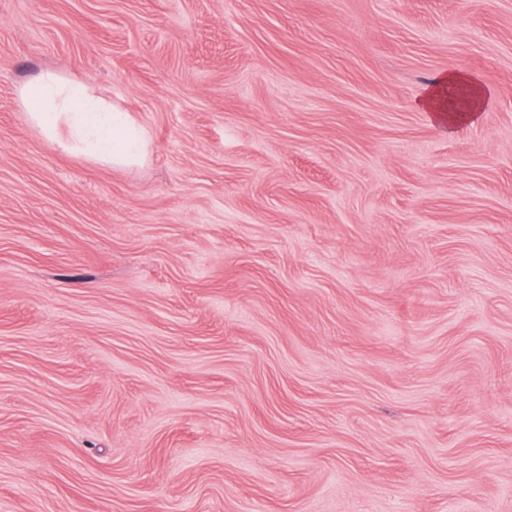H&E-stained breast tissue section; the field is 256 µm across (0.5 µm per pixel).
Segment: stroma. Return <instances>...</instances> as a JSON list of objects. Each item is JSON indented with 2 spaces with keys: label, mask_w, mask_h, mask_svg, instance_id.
Segmentation results:
<instances>
[{
  "label": "stroma",
  "mask_w": 512,
  "mask_h": 512,
  "mask_svg": "<svg viewBox=\"0 0 512 512\" xmlns=\"http://www.w3.org/2000/svg\"><path fill=\"white\" fill-rule=\"evenodd\" d=\"M0 512H512V0H0ZM19 98L46 141L113 167L143 165L153 141L148 130L88 82L45 69ZM471 99L464 110L455 111L448 107V127L459 120L474 119L478 112H481L484 105L486 94L477 86H471ZM464 112V113H451Z\"/></svg>",
  "instance_id": "1"
}]
</instances>
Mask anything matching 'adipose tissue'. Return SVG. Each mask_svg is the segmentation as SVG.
I'll return each mask as SVG.
<instances>
[{
  "mask_svg": "<svg viewBox=\"0 0 512 512\" xmlns=\"http://www.w3.org/2000/svg\"><path fill=\"white\" fill-rule=\"evenodd\" d=\"M19 98L46 141L114 167L143 165L153 141L148 130L88 82L46 69L23 85Z\"/></svg>",
  "mask_w": 512,
  "mask_h": 512,
  "instance_id": "adipose-tissue-1",
  "label": "adipose tissue"
}]
</instances>
